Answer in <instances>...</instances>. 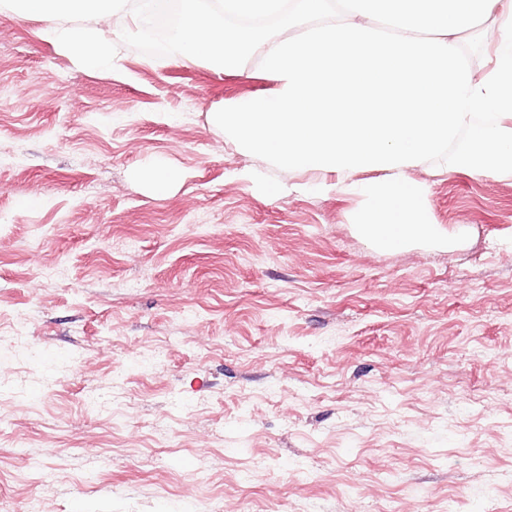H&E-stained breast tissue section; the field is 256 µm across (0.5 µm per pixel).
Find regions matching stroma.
<instances>
[{
	"label": "stroma",
	"instance_id": "stroma-1",
	"mask_svg": "<svg viewBox=\"0 0 512 512\" xmlns=\"http://www.w3.org/2000/svg\"><path fill=\"white\" fill-rule=\"evenodd\" d=\"M43 27L0 9V512H512V176L410 169L464 242L376 248L212 124L257 68ZM131 179L156 194H167L179 181L180 174L164 163L155 162L134 169L131 172Z\"/></svg>",
	"mask_w": 512,
	"mask_h": 512
}]
</instances>
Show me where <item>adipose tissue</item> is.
I'll return each instance as SVG.
<instances>
[{"label": "adipose tissue", "mask_w": 512, "mask_h": 512, "mask_svg": "<svg viewBox=\"0 0 512 512\" xmlns=\"http://www.w3.org/2000/svg\"><path fill=\"white\" fill-rule=\"evenodd\" d=\"M216 2L182 0L178 58L227 71L255 62L272 85L213 121L247 152L317 173L320 190L363 196L357 224L370 245H454L431 223L427 187L409 168L440 159L451 170L512 174V0H381L379 11L360 0ZM0 4L45 20L43 38L77 68L112 71L116 38L140 28L157 0ZM477 27L491 49L475 64L461 36ZM360 171L382 177L352 181Z\"/></svg>", "instance_id": "obj_1"}]
</instances>
